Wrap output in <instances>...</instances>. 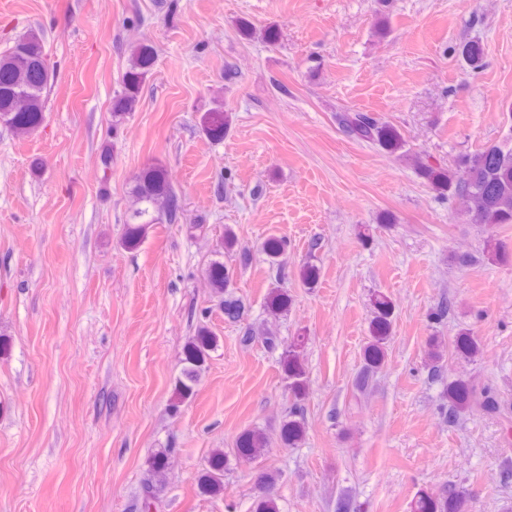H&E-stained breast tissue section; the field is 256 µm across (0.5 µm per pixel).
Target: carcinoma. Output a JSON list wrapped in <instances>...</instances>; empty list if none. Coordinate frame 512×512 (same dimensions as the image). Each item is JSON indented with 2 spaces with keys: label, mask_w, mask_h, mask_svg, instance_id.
I'll return each instance as SVG.
<instances>
[{
  "label": "carcinoma",
  "mask_w": 512,
  "mask_h": 512,
  "mask_svg": "<svg viewBox=\"0 0 512 512\" xmlns=\"http://www.w3.org/2000/svg\"><path fill=\"white\" fill-rule=\"evenodd\" d=\"M466 65L473 71L484 66L481 42L469 40L459 47ZM156 61V50L146 39L129 45L128 67L122 78V89L112 98V129L118 130L126 114L135 110L143 84ZM53 79L47 64L43 40L36 31H30L15 41L14 46L0 55V124L18 135H29L37 131L45 121L44 91ZM509 123V136L488 145L470 156H463L452 164H443L427 154H415L408 148L404 133L395 125L367 112H352L348 109L336 113V124L347 137L367 143L391 155L407 158L414 172L424 184L436 192L442 200L449 202L462 198L466 202V215L472 224L487 229L502 224H512V103L503 113ZM201 129L211 140L224 139L229 125L224 107L218 105L203 113ZM130 214L126 220L122 244L128 249L136 248L145 237L147 225L164 219L174 222L179 209L178 196L173 189L167 170L160 164H152L137 176L132 191ZM288 242L283 237L272 236L262 244L269 261L277 263L287 250ZM482 261L500 264L509 261L511 254L489 234L483 240ZM210 287L218 299V308L224 313V322L236 324L245 319L247 303L233 291L234 270L221 260L212 261L207 268ZM373 316L369 323V341L364 348V369L356 382V389L363 391L371 377L385 362V344L391 334L393 307L390 297L382 292L372 295ZM290 297L279 289H272L266 297V309L276 319L288 310ZM259 341L267 349L274 350L279 338L271 329L255 336L247 332L245 341ZM218 346V337L207 323L196 326L195 335L184 346V367L175 382V398L171 410L195 394V388L206 371L210 353ZM454 352L464 358L473 359L481 351L479 340L461 330L453 345ZM288 374V391L291 403L280 426V443L284 448H296L305 436L304 409L301 401L305 396L304 369L300 352L288 350L285 362ZM448 402L451 413L457 415L473 403L487 410L497 408L495 396L488 390L476 391L461 380L448 382ZM269 446L267 434L259 429H246L236 439V453L240 457L258 459ZM172 449L165 448L154 455L149 465L150 480L143 488L139 512H150V506H158L157 487L167 469L166 459ZM229 466V457L224 449L216 448L211 453L208 466L199 476L198 492L203 496L218 497L224 494V473ZM275 476L262 472L257 477L259 493L254 498L252 512H280L277 499L269 488ZM465 496L458 491L433 498L424 492L418 493L410 504L411 512H465Z\"/></svg>",
  "instance_id": "cac0c4a2"
}]
</instances>
